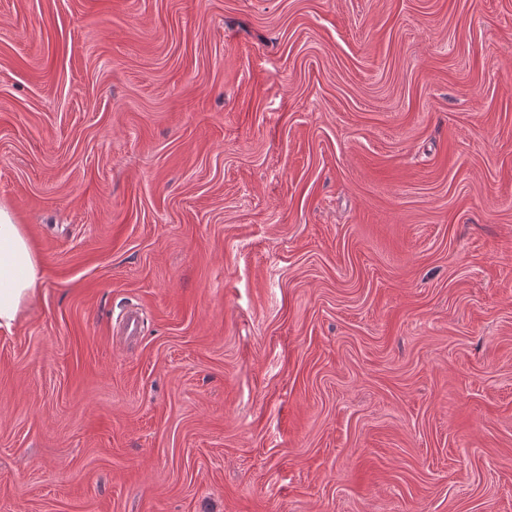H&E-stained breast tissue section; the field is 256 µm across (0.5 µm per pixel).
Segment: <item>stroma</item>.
Instances as JSON below:
<instances>
[{
    "label": "stroma",
    "instance_id": "stroma-1",
    "mask_svg": "<svg viewBox=\"0 0 512 512\" xmlns=\"http://www.w3.org/2000/svg\"><path fill=\"white\" fill-rule=\"evenodd\" d=\"M0 205V512H512V0H0ZM40 261L21 224L0 206V328L10 329L24 305L36 294Z\"/></svg>",
    "mask_w": 512,
    "mask_h": 512
}]
</instances>
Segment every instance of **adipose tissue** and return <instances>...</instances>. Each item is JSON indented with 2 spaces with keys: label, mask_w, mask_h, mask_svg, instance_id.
<instances>
[{
  "label": "adipose tissue",
  "mask_w": 512,
  "mask_h": 512,
  "mask_svg": "<svg viewBox=\"0 0 512 512\" xmlns=\"http://www.w3.org/2000/svg\"><path fill=\"white\" fill-rule=\"evenodd\" d=\"M40 261L21 225L0 206V328H11L24 305L35 295Z\"/></svg>",
  "instance_id": "1"
}]
</instances>
